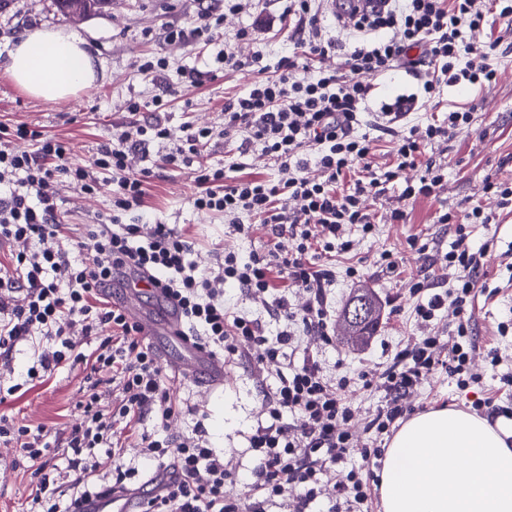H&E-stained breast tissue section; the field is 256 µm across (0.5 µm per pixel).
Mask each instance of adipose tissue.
I'll list each match as a JSON object with an SVG mask.
<instances>
[{
  "mask_svg": "<svg viewBox=\"0 0 512 512\" xmlns=\"http://www.w3.org/2000/svg\"><path fill=\"white\" fill-rule=\"evenodd\" d=\"M0 68L46 102L97 78L88 43L49 28L26 33ZM379 488L383 512H512V432L448 407L417 413L392 438Z\"/></svg>",
  "mask_w": 512,
  "mask_h": 512,
  "instance_id": "ef3b65f1",
  "label": "adipose tissue"
}]
</instances>
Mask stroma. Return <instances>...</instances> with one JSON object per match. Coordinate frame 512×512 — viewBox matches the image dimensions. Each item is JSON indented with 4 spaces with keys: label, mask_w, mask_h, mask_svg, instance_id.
I'll return each instance as SVG.
<instances>
[{
    "label": "stroma",
    "mask_w": 512,
    "mask_h": 512,
    "mask_svg": "<svg viewBox=\"0 0 512 512\" xmlns=\"http://www.w3.org/2000/svg\"><path fill=\"white\" fill-rule=\"evenodd\" d=\"M196 0H112L109 8L87 18H72L61 13L55 0H0V64L8 57L14 43L27 31L53 27L74 33L84 39L97 58L98 78L94 85L78 96L61 102L48 103L21 92L0 74V122L10 125L25 123L60 137L70 148L74 160L88 159L97 146L111 139L116 124L125 121L124 104L130 95L156 94L157 89L142 82L137 68L156 51H163L170 61L166 73L175 80L176 70L189 65L206 72L212 70L211 53L196 42L164 43L166 27L176 23L189 26L197 22ZM498 71L495 83L488 87L461 89L450 87L443 94V104L424 105L416 117L420 120L445 112L447 104L473 107L472 128L457 133L448 144L430 148L435 158L448 162V185L438 197H422L400 203L399 187L393 186L367 205L379 214L403 206L406 219L398 224H380L374 235L365 237L351 230L355 242L352 252L336 259V279L332 293L337 306H344L355 287L371 289L381 309L374 335L363 345L348 344L337 338L335 345L320 349L319 358L331 379L346 376L353 383L345 392L355 411L351 428L362 434L367 421L384 403V394L377 388L362 387L363 372L374 370L405 348L419 330L412 310L416 304L409 292L417 279L430 277L444 288H451L453 275L440 267H427L409 246L412 238L440 244L449 249L456 239V227L440 223L446 208L464 213L474 205L494 212L489 224L468 227L473 245L489 244L487 264L488 292L474 301L475 332L479 348H499L503 359L496 367L486 366L483 358H475L473 366L481 371L483 380L478 387L462 391L456 380L445 370L434 371L416 390L411 399L415 410L443 406L465 411L473 402L492 398L506 404L512 393V335L497 333L499 322L512 319V213L499 210L494 198L480 191L485 176L512 181V49L499 47ZM251 76L246 72L217 75L197 87L180 89L169 103L165 118L172 127L192 120L201 125L215 124L224 99L243 89ZM95 195L85 196L69 185L59 191L61 219L68 230L63 246H70L87 224L105 218L111 198L112 179L100 175ZM195 184L187 171L162 173L155 179L143 221L180 225L193 239L194 259L200 268L215 267L217 256L235 252L248 259L253 250L272 248L274 240L261 224H252L249 235L237 234L222 217L196 213L191 206ZM391 251L396 269H387L381 260L384 251ZM362 274L360 281L346 275L349 266ZM228 381L222 390L204 394L192 381L182 379L174 384L180 399L204 405L207 412L209 438L214 447L223 449L226 457L239 463L240 473H248L250 458L244 455L246 437L255 425L261 410L259 386L251 361L242 360L224 366ZM83 373L81 370H58L45 385L36 387L17 399L0 406V413L34 426L61 429L75 423ZM13 452L0 447V512H24L32 487L30 473L12 469Z\"/></svg>",
    "instance_id": "stroma-1"
}]
</instances>
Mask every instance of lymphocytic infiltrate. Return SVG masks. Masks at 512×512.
<instances>
[{"label": "lymphocytic infiltrate", "instance_id": "lymphocytic-infiltrate-1", "mask_svg": "<svg viewBox=\"0 0 512 512\" xmlns=\"http://www.w3.org/2000/svg\"><path fill=\"white\" fill-rule=\"evenodd\" d=\"M265 2L213 0L199 25L173 24L165 32L168 43L209 46L226 14L247 16L215 53L224 73L253 74L245 89L225 98L219 125L186 122L175 130L162 120L174 89L164 81L169 61L158 52L140 68L145 80L157 84V94L148 100L131 95L127 121L87 163L73 162L65 143L46 131L0 123V246L11 251L9 265L0 264V361L10 362L20 346L32 352L22 382L0 394V404L22 388L44 384L61 368L86 373L77 423L53 432L0 416V444L13 449V466H28L36 479L29 512H77L91 496L134 483L147 488L148 479L125 455L129 438L156 474L170 476L149 498L146 512H266L278 500L291 501L293 512H310L319 499L328 503L327 512H361L375 496L363 470L382 456L372 440L411 414L408 399L417 387L441 367L462 391L482 380L472 370L478 355L472 310L486 289L488 248L472 247L462 228L441 257L428 244L410 242L424 260H444L456 273L455 286L441 293L427 278L412 284L418 324L428 329L437 311L446 309L454 329L446 339L428 329L384 369L364 373L365 386L385 394L365 427L369 441L346 428L354 417L340 394L348 379L331 381L310 352L289 366L281 358L306 339L319 347L332 344L334 272L314 257L350 252L349 226L374 232L381 217L366 199L396 182L403 185V201L435 197L445 188L447 164L425 157L424 148L472 127V109L452 107L443 118L421 124L409 117L445 88L495 81L499 42L481 37L486 0H381V8L350 19L358 37L350 48L329 35L322 0H278L274 18L266 15ZM276 25L285 28L292 50L271 60L257 43ZM401 72L415 79L413 91L374 102L363 75ZM369 114L371 135L362 131ZM381 135L389 137L393 153L384 166L376 162ZM216 140L237 141L235 153L222 162L195 164L201 149ZM254 146L280 179L245 174L244 158ZM183 167L197 185L194 210L224 216L240 231L246 219H256L269 228L274 247L253 252L245 262L225 254L211 275L199 271L195 245L177 225L132 221V214L145 210L159 173ZM409 168L420 169V177L402 180ZM103 173L112 176L107 219L85 225L74 249L62 248L59 185L90 195ZM130 278L159 290L179 312L185 334L212 355L228 362L249 359L259 374L275 373L274 388L262 393L263 418L247 439L252 467L245 495L232 491L236 464L208 441L206 411L183 407L174 397L171 377L141 326L111 301L113 282ZM229 284L281 322V330L268 335L262 319L236 311L224 298ZM183 414L195 419L191 432L169 434L170 419ZM147 420L153 428L145 432L141 424ZM57 449L63 463L49 466L47 458ZM351 455L361 466L343 469ZM103 457L112 462L105 486L92 481ZM63 486L70 492L64 502L56 496Z\"/></svg>", "mask_w": 512, "mask_h": 512}]
</instances>
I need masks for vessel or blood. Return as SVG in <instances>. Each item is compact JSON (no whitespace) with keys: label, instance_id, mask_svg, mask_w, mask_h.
I'll use <instances>...</instances> for the list:
<instances>
[{"label":"vessel or blood","instance_id":"obj_1","mask_svg":"<svg viewBox=\"0 0 512 512\" xmlns=\"http://www.w3.org/2000/svg\"><path fill=\"white\" fill-rule=\"evenodd\" d=\"M143 286H135L128 292L123 307L129 317L138 322L146 336L151 338H167L181 344V355L177 360L168 362V369L193 378L203 390L213 391L224 386V364L221 360L211 357L204 349L192 342L180 341L183 329L181 318L173 309L160 308L158 314L152 315L143 311L140 296ZM137 500L130 496H101L82 503V512H136Z\"/></svg>","mask_w":512,"mask_h":512}]
</instances>
